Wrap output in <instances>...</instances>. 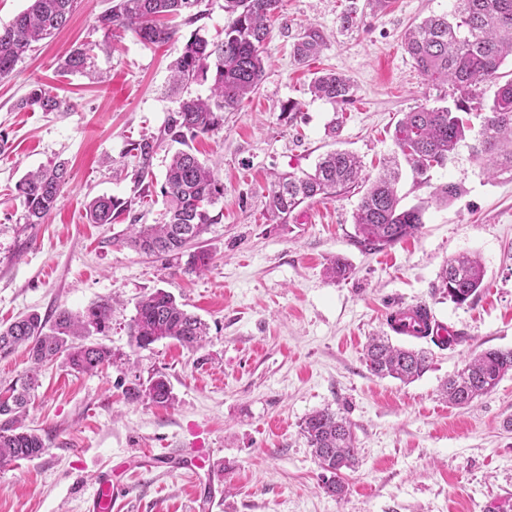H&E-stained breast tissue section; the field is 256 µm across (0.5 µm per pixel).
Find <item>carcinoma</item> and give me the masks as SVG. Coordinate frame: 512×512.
Segmentation results:
<instances>
[{
	"label": "carcinoma",
	"mask_w": 512,
	"mask_h": 512,
	"mask_svg": "<svg viewBox=\"0 0 512 512\" xmlns=\"http://www.w3.org/2000/svg\"><path fill=\"white\" fill-rule=\"evenodd\" d=\"M198 0H112V5L96 19V28L111 38L123 28L149 45L176 40L178 29L160 26L156 18L178 16L197 5ZM282 0H224L229 22L224 38L210 41L196 31L183 46L171 66L172 84L181 89L197 80L212 78L206 97L182 98L169 114L164 133L183 144L190 135L208 134L224 121V113L235 111L243 99L256 91L265 69L262 48L269 37V20ZM80 0H28L27 7L9 23L0 26V78L9 76L28 52L31 44L53 36L64 28ZM323 44L316 29L303 33L294 45V58L306 62ZM405 50L420 74L432 82L450 83L463 93L452 107L419 106L405 114L394 131V145L420 184L429 181V172L455 157L467 133L473 129L471 116L480 119L479 129L469 145L472 158L483 171L496 177L512 178V80L499 86L487 104L474 108L469 102L480 97L481 83L496 77L505 58L512 56V0H454L448 14L429 16L405 35ZM91 49L74 48L60 63L68 73H83L91 67ZM312 97L334 105L345 104L352 96V84L339 72L314 77ZM21 109L43 112L63 111V102L42 87L31 90L21 100ZM156 149L153 138L132 143L138 158L136 179L151 173ZM396 166H388L373 181L362 176L359 158L346 150L321 157L312 173H290L278 178L270 189L268 209L287 221L306 202L329 199L349 192L361 182L368 187L354 214L357 242L368 250L390 247L416 234L424 224L425 207H404L396 185ZM68 170L62 164L25 174L16 185L25 210V223L42 224L57 208ZM161 194L166 204L163 224H134L126 244L146 254L175 259L187 257L185 270L200 274L208 269L212 256L193 248L222 212H213L224 196V184L214 171L188 149L176 151L166 169ZM129 208L128 202L113 196H99L86 207L92 224H110ZM484 279L479 258L461 254L448 261L440 274L444 297L461 305L470 300ZM112 304L98 301L82 312L66 309L48 315L35 311L0 327V357L18 348L28 351L32 366L0 394V467L19 460L40 457L47 448L38 433L17 426L25 414L30 392L35 389L44 365L59 358L78 373H93L112 363V350L92 340L110 330ZM138 348L165 339L194 350L203 347L207 326L168 291L157 289L136 306L129 325ZM364 359L370 373L410 383L429 369V357L422 349L395 346L389 338L372 336L365 345ZM512 373V349H488L475 355L461 371L442 384L441 396L452 406H468L490 394L500 380ZM132 399L145 397L157 406L172 403L170 383L165 375L150 378L128 389ZM300 430L319 467L326 493L341 498L347 493L343 470L351 468L357 448L350 422L330 408L315 410L302 420Z\"/></svg>",
	"instance_id": "1"
}]
</instances>
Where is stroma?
I'll use <instances>...</instances> for the list:
<instances>
[{
    "label": "stroma",
    "instance_id": "stroma-1",
    "mask_svg": "<svg viewBox=\"0 0 512 512\" xmlns=\"http://www.w3.org/2000/svg\"><path fill=\"white\" fill-rule=\"evenodd\" d=\"M352 4L363 22L345 31L340 15ZM453 4L283 0L270 20L257 91L225 113L218 130L189 142L200 160L216 164L224 185L223 217L202 237L213 260L201 274L125 245L129 225L162 222L160 187L175 151L164 144L151 176L137 184L129 148L162 135L178 106L169 66L194 31L211 39L223 33L224 0H199L197 21L176 18L177 41L145 45L125 31L107 49L95 25L110 0H81L65 29L34 43L0 79V326L31 311L81 312L114 301L102 339L110 365L93 374L59 360L43 368L23 426L48 448L0 468V512H85L106 464L120 491L113 512H512V373L468 408L439 394L474 354L512 348V180L485 176L465 146L433 168L428 183L403 169L398 194L403 206L425 204L424 224L382 250L356 241L357 192L302 204L284 224L266 206L276 176L312 171L337 149L355 153L377 176L405 112L452 104L456 91L424 80L404 35ZM309 28L325 43L301 64L293 46ZM83 43L94 47L90 71L60 69ZM326 69L350 79V103L311 96V80ZM36 85L70 110L20 108ZM291 101L298 111L285 112ZM60 162L69 180L57 209L44 223H25L16 184ZM451 182L460 195L436 202V188ZM101 195L129 200L130 211L111 224L89 223L86 205ZM462 253L480 258L485 277L473 300L458 305L437 286L448 259ZM338 257L351 270L341 281L326 273ZM160 288L208 324L203 348L132 344L135 306ZM418 304L456 343L390 334L393 344L428 351L430 367L409 384L377 378L364 360L369 337L389 334L391 309ZM158 373L170 382V405L128 398V388ZM325 407L348 418L357 448L340 500L322 489L300 431L307 414ZM201 442L212 448L220 477L182 468ZM163 452L168 464L153 465Z\"/></svg>",
    "mask_w": 512,
    "mask_h": 512
}]
</instances>
